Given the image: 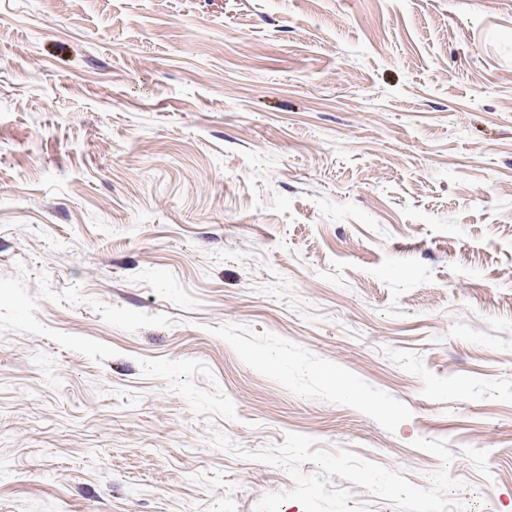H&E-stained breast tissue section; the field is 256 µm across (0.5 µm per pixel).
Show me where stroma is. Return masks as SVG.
Returning <instances> with one entry per match:
<instances>
[{
    "instance_id": "1",
    "label": "stroma",
    "mask_w": 512,
    "mask_h": 512,
    "mask_svg": "<svg viewBox=\"0 0 512 512\" xmlns=\"http://www.w3.org/2000/svg\"><path fill=\"white\" fill-rule=\"evenodd\" d=\"M216 431L512 512V0H0V512L293 489ZM327 379L345 398L353 401H364L367 403L368 398L358 390L351 379L341 372L337 370H330L327 372Z\"/></svg>"
}]
</instances>
